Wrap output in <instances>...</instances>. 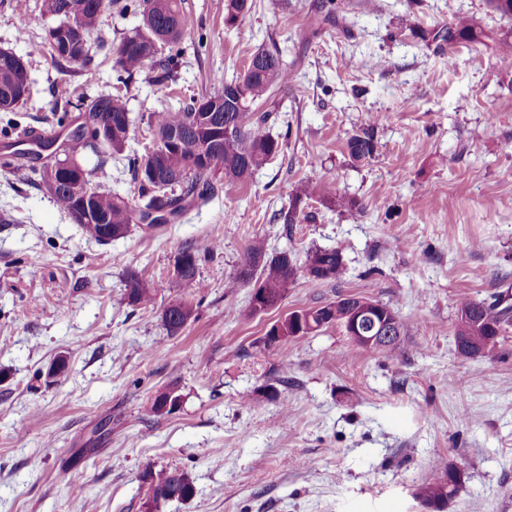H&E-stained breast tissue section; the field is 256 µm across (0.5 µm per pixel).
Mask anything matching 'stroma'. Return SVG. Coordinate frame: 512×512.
Segmentation results:
<instances>
[{"label": "stroma", "mask_w": 512, "mask_h": 512, "mask_svg": "<svg viewBox=\"0 0 512 512\" xmlns=\"http://www.w3.org/2000/svg\"><path fill=\"white\" fill-rule=\"evenodd\" d=\"M319 3L257 0L228 27L225 0H184L172 81L149 66L133 75L130 139L101 181L125 194L151 113L213 93L262 46L280 47L292 76L268 127L281 152L177 223L101 244L28 166L0 170V512H428L413 491L444 466L461 482L443 512H512V322L486 357L460 356L454 340L462 298L512 304V69L466 42L442 55L410 30L463 16L502 34L512 18L487 0H333L328 21ZM42 4L0 0V49L29 74L17 117L40 132L60 87L113 92L110 54L142 24L105 14V51L60 68L39 48L55 23ZM369 123L377 153L352 163L347 140ZM304 184L317 191L311 218L285 232ZM338 194L358 210L322 204ZM257 237L272 254L337 249L346 274L299 278L278 309L242 317L250 289L230 282ZM211 240L193 288L173 291L179 248ZM130 269L151 306L128 304ZM342 295L398 310L406 334L374 352L336 326L264 347L280 317ZM178 299L194 314L171 334L161 313ZM60 355L66 376L46 382ZM170 387L180 409L152 413ZM150 470L186 473L194 497L149 507Z\"/></svg>", "instance_id": "stroma-1"}]
</instances>
